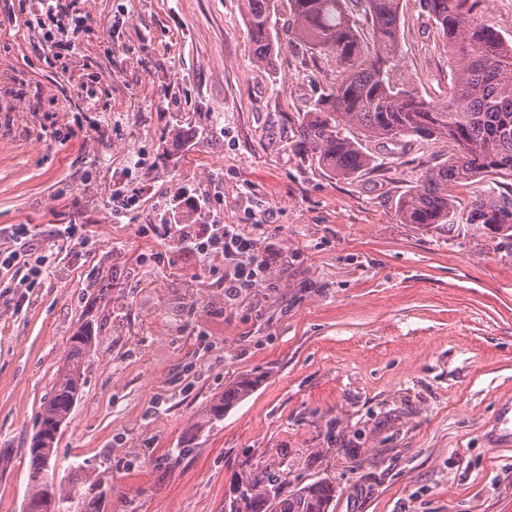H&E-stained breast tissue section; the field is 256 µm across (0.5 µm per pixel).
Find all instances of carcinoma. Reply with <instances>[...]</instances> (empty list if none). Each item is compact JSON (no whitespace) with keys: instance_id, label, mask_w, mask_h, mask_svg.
<instances>
[{"instance_id":"obj_1","label":"carcinoma","mask_w":512,"mask_h":512,"mask_svg":"<svg viewBox=\"0 0 512 512\" xmlns=\"http://www.w3.org/2000/svg\"><path fill=\"white\" fill-rule=\"evenodd\" d=\"M483 0H425L455 69L448 99H427L393 75L399 55L400 0H287L289 19L277 25L278 0H243L255 61L275 66L276 47L286 36L334 63L336 77L316 107L298 120L295 136L306 152L336 175L350 178L379 170L362 143L345 135L357 125L368 138H432L452 146L443 162L426 169L400 202L407 224H447L454 202L448 186L479 175L512 180V40L481 21ZM370 29L363 36L357 19ZM474 232L512 233V191L487 193L470 210ZM93 336L71 337L63 369L43 407L40 425L66 422L83 385V359ZM258 380L245 378L226 389L206 409L201 430L224 419ZM29 446L27 502L50 497L54 512H88L79 483L47 480L55 467L57 440L36 432ZM336 484L319 478L293 487L266 470H247L236 481L224 512H329Z\"/></svg>"}]
</instances>
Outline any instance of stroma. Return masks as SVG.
<instances>
[{
  "instance_id": "35a3bbf8",
  "label": "stroma",
  "mask_w": 512,
  "mask_h": 512,
  "mask_svg": "<svg viewBox=\"0 0 512 512\" xmlns=\"http://www.w3.org/2000/svg\"><path fill=\"white\" fill-rule=\"evenodd\" d=\"M400 42L397 79L446 98L423 0H402ZM277 52L255 63L240 0H59L50 18L0 0V251L20 254L0 267V512H24L27 448L84 329L58 477L97 485L95 512H224L247 464L332 479V512H512V447L484 441L512 394V238L467 226L489 178L449 186L453 226L404 223L451 145L354 127L381 167L336 176L293 137L334 66ZM120 184L138 198L118 219ZM178 196L183 223L240 225L271 255L255 287L225 299L223 257L177 247ZM257 383V380L245 378L224 389V395L215 399L208 406L205 415L196 426V431L208 426L211 427L216 422L223 420L224 412L246 398L254 390Z\"/></svg>"
}]
</instances>
